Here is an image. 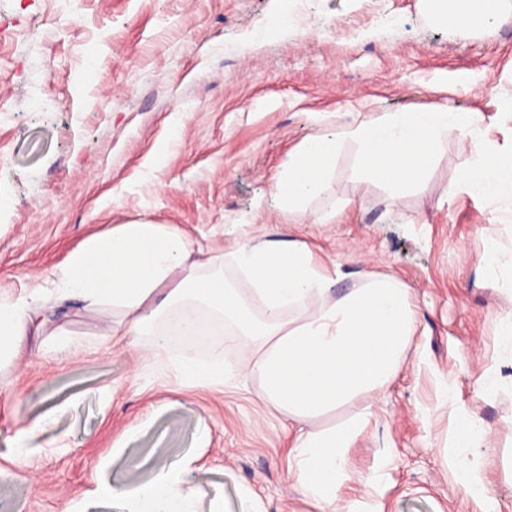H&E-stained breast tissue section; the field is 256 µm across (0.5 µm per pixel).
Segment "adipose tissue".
<instances>
[{
	"label": "adipose tissue",
	"instance_id": "adipose-tissue-1",
	"mask_svg": "<svg viewBox=\"0 0 512 512\" xmlns=\"http://www.w3.org/2000/svg\"><path fill=\"white\" fill-rule=\"evenodd\" d=\"M435 14L465 20L512 17V0H426ZM232 262L252 286V295L224 278ZM331 280L298 240L244 243L233 250L194 255L187 236L170 224H117L88 239L68 257L52 287L32 282L23 294H0V359L17 356L28 337L48 331L58 311L111 308L114 317L97 334L98 345L137 351L150 337L152 354L169 347L162 328L175 317L181 335H196L194 313L205 311L229 327L238 349V373L261 381L260 398L270 413L295 426L288 462L302 495L315 512H355L339 506L337 492L357 479L349 450L376 414L385 387L398 371L415 327L409 291L373 273L339 297ZM263 310L254 314L252 300ZM184 387L224 389V351L207 360L182 355L174 364ZM342 407L346 421L312 428V421ZM490 435L466 409H457L448 434V462L466 493L485 495L480 456L462 448L488 447ZM178 464L148 482L112 488L116 506L137 512H188L177 478Z\"/></svg>",
	"mask_w": 512,
	"mask_h": 512
}]
</instances>
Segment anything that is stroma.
I'll list each match as a JSON object with an SVG mask.
<instances>
[{
	"label": "stroma",
	"instance_id": "obj_1",
	"mask_svg": "<svg viewBox=\"0 0 512 512\" xmlns=\"http://www.w3.org/2000/svg\"><path fill=\"white\" fill-rule=\"evenodd\" d=\"M293 30H265L278 6ZM512 21L462 26L424 0H0V292L55 281L69 253L115 224L184 230L194 247L304 241L334 281L367 271L409 290L416 330L339 491L359 512H512V278L488 277V241L512 248V209L458 189L473 157L442 135L423 184L393 193L354 175L344 143L306 215L278 209L277 174L307 138L386 112H477L512 144ZM336 210L333 223L318 216ZM111 309L63 319L85 349L31 341L0 363V512H118L108 486L179 461L192 512H315L288 472L291 433L236 374L181 387L161 357L95 348ZM454 402H446V393ZM459 405L481 420L486 499L466 496L443 446ZM52 415L11 461L20 424Z\"/></svg>",
	"mask_w": 512,
	"mask_h": 512
}]
</instances>
